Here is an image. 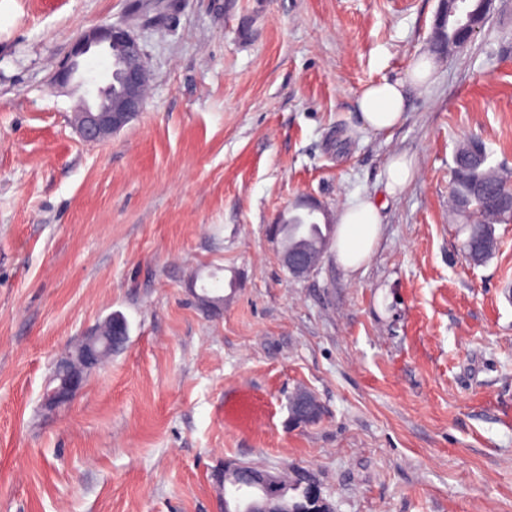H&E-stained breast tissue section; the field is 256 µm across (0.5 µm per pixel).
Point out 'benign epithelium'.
<instances>
[{
	"label": "benign epithelium",
	"instance_id": "1",
	"mask_svg": "<svg viewBox=\"0 0 512 512\" xmlns=\"http://www.w3.org/2000/svg\"><path fill=\"white\" fill-rule=\"evenodd\" d=\"M440 18L455 19L467 27L468 37H473L481 28L492 5V0H442ZM104 45L108 51H117L112 60L121 65V89L112 94V84L96 89L94 102H84L80 109L78 131L81 138L96 143L117 133L128 125L143 110L150 75L143 63V51L130 30L121 24H107L88 31L76 40L70 59L55 77V83L68 82L78 69V58L94 46ZM281 265L296 278H307L315 272L318 260L315 255L304 251H286L277 248ZM128 339L125 327L120 322L111 323V331L102 335L101 327L94 328L82 337L76 350L61 356L55 364L56 385L44 395V403L49 408H57L70 403L82 389L86 377L106 354L113 353ZM291 419L298 424L316 422L322 415L318 399L307 389L296 390L289 398ZM224 473L238 477L235 481L238 493L248 497L264 491L270 493L280 486L285 474H291L309 495L306 499L307 512H335V506L325 495L321 484L313 474L297 467L291 471L259 469L241 462L224 461Z\"/></svg>",
	"mask_w": 512,
	"mask_h": 512
}]
</instances>
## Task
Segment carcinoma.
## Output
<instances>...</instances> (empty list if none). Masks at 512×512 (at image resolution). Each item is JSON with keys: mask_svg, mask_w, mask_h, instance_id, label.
Returning <instances> with one entry per match:
<instances>
[{"mask_svg": "<svg viewBox=\"0 0 512 512\" xmlns=\"http://www.w3.org/2000/svg\"><path fill=\"white\" fill-rule=\"evenodd\" d=\"M465 41L464 28L456 23L438 26L430 39V50L439 55L449 46H458ZM455 202L454 212L468 220L472 215L478 221L469 225L465 242L466 258L479 265L490 258L498 248L495 225L512 222V209L505 201L512 198V172L488 164V153L483 142L466 139L454 155L453 181L450 191ZM316 210L307 209L305 214H291L278 225L280 238L290 249H302L309 253H326L333 227L320 224L315 217ZM291 510L304 502L302 490L285 481L274 491Z\"/></svg>", "mask_w": 512, "mask_h": 512, "instance_id": "cac0c4a2", "label": "carcinoma"}]
</instances>
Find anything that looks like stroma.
Masks as SVG:
<instances>
[{
    "instance_id": "obj_1",
    "label": "stroma",
    "mask_w": 512,
    "mask_h": 512,
    "mask_svg": "<svg viewBox=\"0 0 512 512\" xmlns=\"http://www.w3.org/2000/svg\"><path fill=\"white\" fill-rule=\"evenodd\" d=\"M441 0H0V512H224L228 459L302 466L336 512H512V223L481 265L450 210L453 157L481 137L512 171V0L365 132L356 98L405 79ZM139 39L143 112L105 141L74 115ZM396 153L418 175L385 190ZM357 197L382 235L347 273L296 280L267 227ZM220 295L217 312L202 293ZM125 347L72 402L57 358L110 314ZM322 416L288 422V396ZM291 419L298 424L316 422L322 415V406L318 399L307 389H297L289 398Z\"/></svg>"
}]
</instances>
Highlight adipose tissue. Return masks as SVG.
<instances>
[{
    "mask_svg": "<svg viewBox=\"0 0 512 512\" xmlns=\"http://www.w3.org/2000/svg\"><path fill=\"white\" fill-rule=\"evenodd\" d=\"M435 70L430 59L416 58L406 82H375L364 87L357 97L361 126L381 135L388 133L404 120L405 84H426ZM382 232L379 205L370 199L359 198L343 205L336 214V243L334 260L344 270L356 272L368 262Z\"/></svg>",
    "mask_w": 512,
    "mask_h": 512,
    "instance_id": "1",
    "label": "adipose tissue"
}]
</instances>
